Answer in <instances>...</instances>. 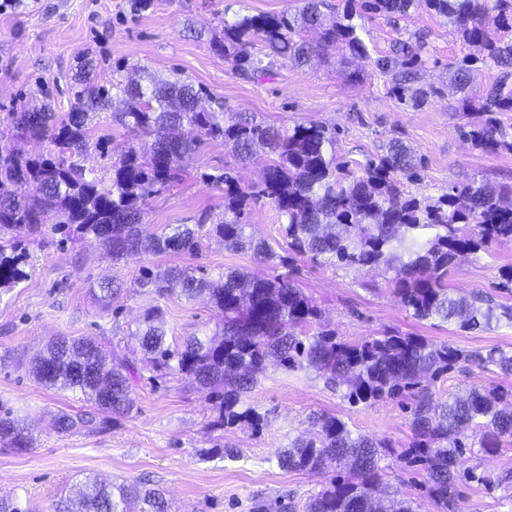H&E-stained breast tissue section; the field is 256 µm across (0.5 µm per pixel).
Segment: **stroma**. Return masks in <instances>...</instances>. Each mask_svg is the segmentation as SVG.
I'll return each instance as SVG.
<instances>
[{"label":"stroma","mask_w":512,"mask_h":512,"mask_svg":"<svg viewBox=\"0 0 512 512\" xmlns=\"http://www.w3.org/2000/svg\"><path fill=\"white\" fill-rule=\"evenodd\" d=\"M298 0H152L148 10L131 14L127 0H26L23 7L0 12V113L22 111L45 102L65 113L73 105L76 64L93 60L100 82L112 79L116 64L138 77L145 66L163 79L175 77L204 87L222 100L227 112H242L282 128L320 122L337 132L336 150L351 166L385 154L391 141L410 145L423 159L417 181L407 191L436 195L448 185L472 179L512 184V155L480 151L458 131L467 118L448 85V67L463 47L447 26L425 9L399 22L382 16L366 20L370 57L345 62L333 51L323 62L305 67L275 65L255 78L240 76L211 46L223 35L224 16L280 13ZM199 37H192V30ZM422 32L426 62L417 86L431 90L424 103L402 102L389 92V79L374 66L391 55L396 40ZM267 163L258 154L242 165L222 140H208L191 155L179 181L149 199L145 221L162 232L169 224H193L205 212L224 209L223 185L209 175L234 169L241 183L259 181ZM28 277L0 289V406L10 408L27 427L33 447L17 455L0 450V495L15 494L34 512H55L61 499L75 496L86 476L106 482H145L165 492L171 512H304L307 499L335 477V464L319 472L277 467L276 449L310 431L314 413L333 414L355 432L389 439L402 450L412 440L408 413L388 401L353 407L322 380L269 367L247 397L265 414L259 433L242 428H211L213 413L204 390L174 375L154 385L138 381L133 411L109 431L58 433L57 412L90 410L81 395L46 389L28 372L29 362L50 337H90L104 351L113 346L137 353L129 337L141 315L161 307L167 339L174 345L212 332L220 316L207 300L189 303L179 293L165 298L138 288L141 269L205 266L210 273L243 269L260 278L275 276L273 266L249 251H228L204 239L198 254H160L118 263L90 240L29 247ZM512 265V243L496 245L494 257L459 262L448 275L450 288L482 292L506 300L500 268ZM124 285L110 307H99L90 290L102 279ZM295 278L324 311L338 339L356 342L385 330L414 333L464 351L512 349V329L464 332L456 325L415 319L389 291L388 277L372 269H335L298 260ZM383 480L413 498L418 512H437L421 487L422 471L384 459Z\"/></svg>","instance_id":"stroma-1"}]
</instances>
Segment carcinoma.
Listing matches in <instances>:
<instances>
[{
	"instance_id": "carcinoma-1",
	"label": "carcinoma",
	"mask_w": 512,
	"mask_h": 512,
	"mask_svg": "<svg viewBox=\"0 0 512 512\" xmlns=\"http://www.w3.org/2000/svg\"><path fill=\"white\" fill-rule=\"evenodd\" d=\"M336 15L322 10L324 0H302L295 11L260 13L224 21V40L215 48L232 58L246 78L276 62L295 66L343 49L369 58L364 20L398 19L421 2L450 26L467 53L449 66V80L460 92L458 108L475 120L461 127L473 147L512 154V125L499 115L512 112V0H340ZM261 43L269 50L253 52ZM426 40L412 34L398 43L396 56L377 62L390 76L391 93L418 104L429 91L412 89L414 70L424 63ZM500 70L489 87L473 85V65ZM82 85L70 111L59 115L47 104L0 115V135L47 141L37 157L0 147V288L27 277L26 241L41 243L60 234L67 240L90 238L114 261L147 254L197 253L203 237H216L228 250L249 249L265 263L287 272L271 279L230 270L216 276L201 267H142L139 287L163 298L175 290L187 302L206 296L224 314L216 332L191 336L182 348L167 344L164 314L149 310L133 337L141 364L119 353L105 354L92 338L58 336L30 361V373L47 389L80 392L94 404L91 412L57 413L62 434L104 432L128 416L135 403V382L142 370L152 378L180 375L207 391L215 412L211 427H258L264 415L247 403L257 374L270 363L288 373H304L345 389L350 405L371 406L412 397V441L396 460L421 467L425 488L441 512H460V486L475 483L490 492L512 489V471L491 478L480 465L466 462L480 452L491 455L512 438V388L472 387L450 399L437 398L425 383L475 365L487 373L512 376V350L490 348L464 353L448 343L387 330L357 342L336 339L326 329L322 310L296 285L291 271L299 258L330 267L381 269L392 274L397 302L418 320L455 323L464 331L512 328V304L482 293L463 294L448 287V272L461 259L492 254L494 245L512 241V185L472 181L436 196L413 194L405 182L418 178L422 159L399 140L386 154L368 160L360 172L336 155V130L310 122L276 128L240 116L225 121L224 104L193 84L164 80L150 73L136 79L112 78L111 89L98 84L91 64L81 63ZM112 108V122L138 136L153 138L148 151L125 147L111 164L109 183L87 171L79 159L92 138L91 114ZM224 141L244 163L262 148L269 161L263 178L241 186L231 169L208 176L224 185V211L204 214L196 224L169 225L161 233L144 229L145 206L178 180L198 144ZM270 203L284 218L286 248L277 253L247 233V211ZM58 215L47 225L46 214ZM122 284L103 280L90 292L106 308ZM313 431L275 452L288 471H316L328 460L345 471L311 497L305 512H415L398 490H383L380 462L394 453L386 440L354 432L336 415L312 417ZM0 447L22 454L32 448L27 429L10 411H0ZM169 512L163 494L145 484L106 483L88 475L78 496L60 512Z\"/></svg>"
}]
</instances>
